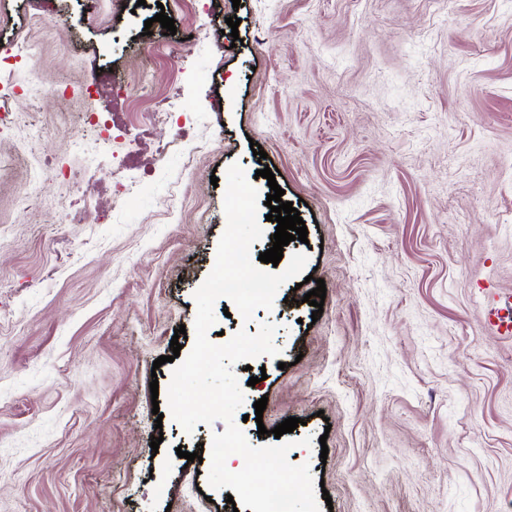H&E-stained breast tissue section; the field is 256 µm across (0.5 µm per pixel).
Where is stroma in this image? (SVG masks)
I'll list each match as a JSON object with an SVG mask.
<instances>
[{"instance_id": "1", "label": "stroma", "mask_w": 512, "mask_h": 512, "mask_svg": "<svg viewBox=\"0 0 512 512\" xmlns=\"http://www.w3.org/2000/svg\"><path fill=\"white\" fill-rule=\"evenodd\" d=\"M169 2L42 0L37 17L0 0V67L22 88L0 137V512H248L179 458L225 424L185 432L157 362L177 327L193 347L227 225L211 180L234 164L263 196L269 165L308 229L283 256L326 285L318 317L292 280L248 321L215 303L213 343L277 327L278 356L233 367L248 443L301 419L287 458L323 481L321 512H512V338L485 318L512 291V0H182L173 35L154 20ZM162 97L183 111L144 125ZM94 106L122 133L106 148L77 125ZM181 129L193 164H155ZM35 160L66 177L29 185Z\"/></svg>"}]
</instances>
